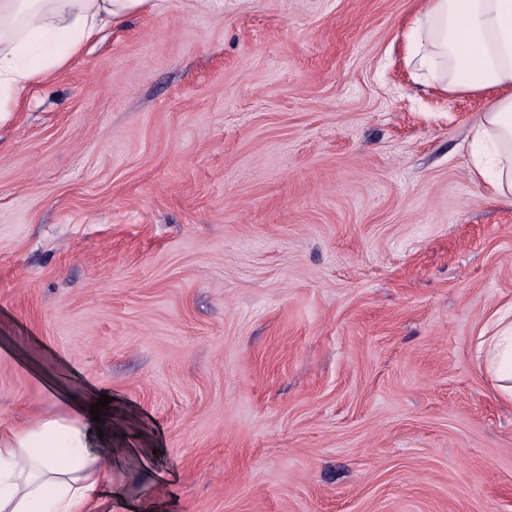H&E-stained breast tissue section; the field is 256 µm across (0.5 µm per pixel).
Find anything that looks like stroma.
<instances>
[{"mask_svg": "<svg viewBox=\"0 0 512 512\" xmlns=\"http://www.w3.org/2000/svg\"><path fill=\"white\" fill-rule=\"evenodd\" d=\"M424 0H152L0 120V437L101 392L90 512H512L506 90ZM476 137L494 145V152L485 161L495 168L493 188L501 195H512V96L501 98L485 112ZM492 323L496 333L482 342L486 364L501 392L512 398V314L495 313Z\"/></svg>", "mask_w": 512, "mask_h": 512, "instance_id": "1", "label": "stroma"}]
</instances>
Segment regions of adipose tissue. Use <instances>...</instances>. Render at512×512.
<instances>
[{"label":"adipose tissue","instance_id":"1","mask_svg":"<svg viewBox=\"0 0 512 512\" xmlns=\"http://www.w3.org/2000/svg\"><path fill=\"white\" fill-rule=\"evenodd\" d=\"M148 0H0V112L31 85L63 69L84 45ZM412 55L433 80L461 89L512 85V0H430L418 20ZM494 145L493 188L512 195V96L501 98L476 130ZM483 342L487 367L512 398V315H493ZM66 416L46 418L0 443V512H84L112 494L100 474L109 457L93 447L98 424L86 402L59 395Z\"/></svg>","mask_w":512,"mask_h":512}]
</instances>
